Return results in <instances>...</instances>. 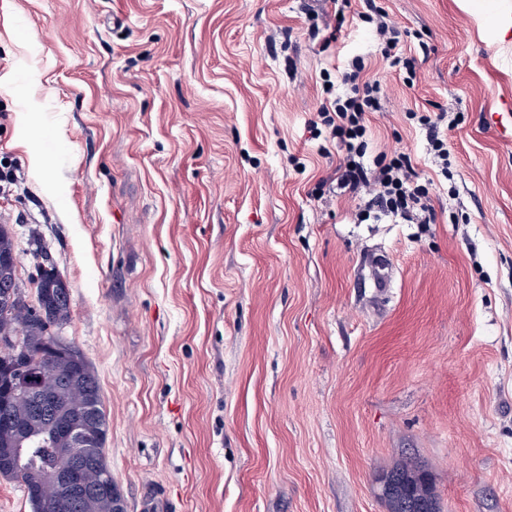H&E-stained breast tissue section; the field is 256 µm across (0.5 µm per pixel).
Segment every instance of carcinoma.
I'll return each mask as SVG.
<instances>
[{
	"mask_svg": "<svg viewBox=\"0 0 512 512\" xmlns=\"http://www.w3.org/2000/svg\"><path fill=\"white\" fill-rule=\"evenodd\" d=\"M34 285L35 306L28 303L18 282L12 234L7 225L0 224V337H8L18 346L17 355L0 361V406L25 424L29 445L21 465L0 463V476L23 487L32 512H116L117 502L107 495H88L74 503L53 493L44 492L38 497L31 493L47 472L63 465L56 455L54 426L35 416L34 393L23 388L24 376L31 366L40 367L43 386L51 390L72 419L104 441L108 433L96 373L76 345L52 331L70 317L69 288L52 266L42 264ZM50 340L62 344V353L44 360L39 356L40 347ZM106 468L105 452L101 450L98 464L85 470L84 484L96 485L100 470ZM418 469L417 465L402 463L389 470L397 481L385 499L388 512H404V491Z\"/></svg>",
	"mask_w": 512,
	"mask_h": 512,
	"instance_id": "cac0c4a2",
	"label": "carcinoma"
}]
</instances>
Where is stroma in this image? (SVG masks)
Here are the masks:
<instances>
[{
  "label": "stroma",
  "instance_id": "obj_1",
  "mask_svg": "<svg viewBox=\"0 0 512 512\" xmlns=\"http://www.w3.org/2000/svg\"><path fill=\"white\" fill-rule=\"evenodd\" d=\"M379 2L414 85L359 0H319L328 45L305 0H0V224L28 301L36 245L69 285L126 512H387L407 456L441 512H512V33ZM356 57L366 158L410 155L435 223L322 183L345 150L312 122ZM443 110L448 179L408 117ZM359 17L367 24L372 26V32L382 46V55L393 67L402 65L408 70L407 59H402L397 55L395 49L399 44V31L395 24L387 18L382 7L377 5L375 0H362Z\"/></svg>",
  "mask_w": 512,
  "mask_h": 512
}]
</instances>
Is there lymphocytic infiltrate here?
I'll list each match as a JSON object with an SVG mask.
<instances>
[{
  "instance_id": "obj_1",
  "label": "lymphocytic infiltrate",
  "mask_w": 512,
  "mask_h": 512,
  "mask_svg": "<svg viewBox=\"0 0 512 512\" xmlns=\"http://www.w3.org/2000/svg\"><path fill=\"white\" fill-rule=\"evenodd\" d=\"M360 18L372 27L381 45L382 55L392 66L403 63L397 55L399 31L376 0H361ZM363 59L352 60L342 74L341 92L325 97L317 109L321 124L339 138L346 155L329 177L338 189L355 194L366 192L368 199L360 209L361 220L371 212H379L409 224H431L435 215L427 203V192L416 182V172L409 156L402 153L380 152L375 166H367L364 157L368 149L366 116L382 109L379 83L365 80Z\"/></svg>"
}]
</instances>
